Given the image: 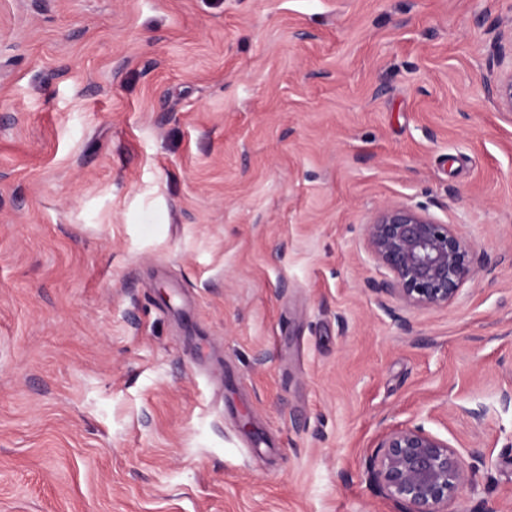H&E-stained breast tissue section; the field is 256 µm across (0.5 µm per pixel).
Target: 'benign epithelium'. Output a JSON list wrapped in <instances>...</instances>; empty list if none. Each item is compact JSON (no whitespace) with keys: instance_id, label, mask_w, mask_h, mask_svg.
<instances>
[{"instance_id":"7a95c632","label":"benign epithelium","mask_w":512,"mask_h":512,"mask_svg":"<svg viewBox=\"0 0 512 512\" xmlns=\"http://www.w3.org/2000/svg\"><path fill=\"white\" fill-rule=\"evenodd\" d=\"M488 96L512 112V69L487 83ZM367 247L388 276L370 287L407 306L448 305L489 261L451 224L405 204L382 206L366 225ZM371 482L401 512H449L472 476L460 452L423 425H391L366 459Z\"/></svg>"}]
</instances>
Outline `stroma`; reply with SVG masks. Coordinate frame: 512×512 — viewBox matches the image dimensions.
Instances as JSON below:
<instances>
[{"label": "stroma", "instance_id": "35a3bbf8", "mask_svg": "<svg viewBox=\"0 0 512 512\" xmlns=\"http://www.w3.org/2000/svg\"><path fill=\"white\" fill-rule=\"evenodd\" d=\"M512 0H0V512H512ZM491 262L380 297L379 207ZM486 90L498 107L512 112V66L509 71L500 73L493 81L487 83ZM371 482L401 512H453L472 476L460 452L423 425H391L366 459Z\"/></svg>", "mask_w": 512, "mask_h": 512}]
</instances>
